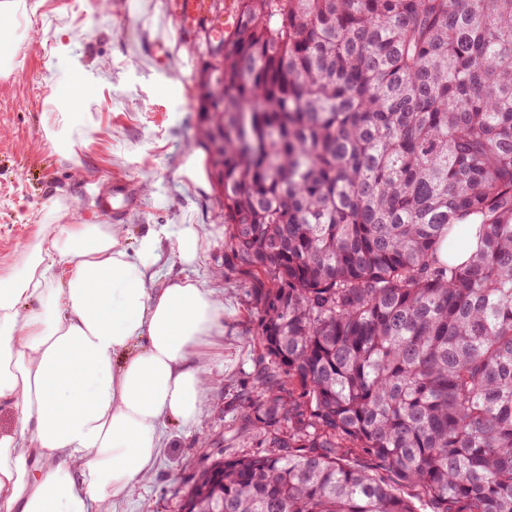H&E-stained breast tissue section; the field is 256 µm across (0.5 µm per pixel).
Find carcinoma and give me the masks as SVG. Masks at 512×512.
I'll return each instance as SVG.
<instances>
[{
	"instance_id": "cac0c4a2",
	"label": "carcinoma",
	"mask_w": 512,
	"mask_h": 512,
	"mask_svg": "<svg viewBox=\"0 0 512 512\" xmlns=\"http://www.w3.org/2000/svg\"><path fill=\"white\" fill-rule=\"evenodd\" d=\"M216 37L202 136L256 359L242 448L181 512H512V0H236Z\"/></svg>"
}]
</instances>
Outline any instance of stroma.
Listing matches in <instances>:
<instances>
[{
    "instance_id": "35a3bbf8",
    "label": "stroma",
    "mask_w": 512,
    "mask_h": 512,
    "mask_svg": "<svg viewBox=\"0 0 512 512\" xmlns=\"http://www.w3.org/2000/svg\"><path fill=\"white\" fill-rule=\"evenodd\" d=\"M17 45L20 66L0 78V274L20 262L27 244L46 234L45 212L58 221L123 224L135 242L155 224H201L209 235L191 274L224 298V356L193 429L168 426L154 475L137 493L113 499L112 512H180L189 479L207 460L233 454L239 394L252 371L251 277L232 251L222 223L213 170L202 144L196 78L203 65L201 18L183 26L170 0H30ZM167 46L152 49L158 36ZM82 77L88 126L73 153H54L43 127L48 98L72 74ZM135 192L113 215L104 203L116 181Z\"/></svg>"
}]
</instances>
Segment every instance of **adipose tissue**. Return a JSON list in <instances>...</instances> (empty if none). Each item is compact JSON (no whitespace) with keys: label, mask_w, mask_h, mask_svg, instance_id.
Here are the masks:
<instances>
[{"label":"adipose tissue","mask_w":512,"mask_h":512,"mask_svg":"<svg viewBox=\"0 0 512 512\" xmlns=\"http://www.w3.org/2000/svg\"><path fill=\"white\" fill-rule=\"evenodd\" d=\"M27 14V0H0V75L18 65ZM83 108L82 97L64 98L47 132L58 153H69ZM126 234L55 223L0 276V412L18 423L0 431V512H110L111 498L150 479L168 424L200 418L224 301L190 276L156 275L171 257L195 266L207 233L156 224L132 247Z\"/></svg>","instance_id":"adipose-tissue-1"}]
</instances>
